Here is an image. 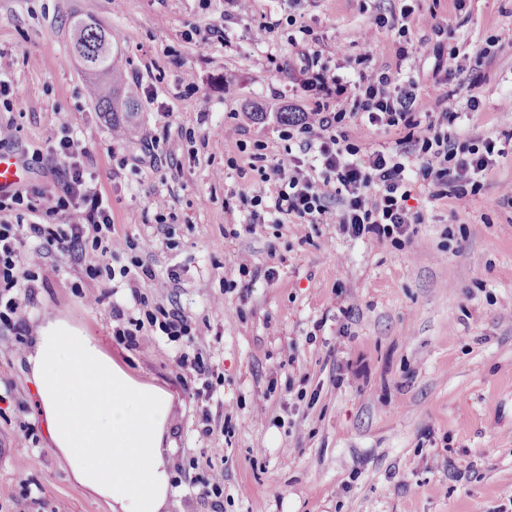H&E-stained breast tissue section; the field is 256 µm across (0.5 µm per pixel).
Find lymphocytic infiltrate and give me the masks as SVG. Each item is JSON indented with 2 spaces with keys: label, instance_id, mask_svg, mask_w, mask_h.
I'll list each match as a JSON object with an SVG mask.
<instances>
[{
  "label": "lymphocytic infiltrate",
  "instance_id": "1",
  "mask_svg": "<svg viewBox=\"0 0 512 512\" xmlns=\"http://www.w3.org/2000/svg\"><path fill=\"white\" fill-rule=\"evenodd\" d=\"M436 84L440 117L424 124L416 116L412 93L395 75L360 71L351 113L333 112L319 103L282 130L288 141L299 133L316 136V153L308 159L292 155L257 166L261 185L254 191V206L273 216L275 223L297 229L335 224L354 238L395 242L409 238L412 225L421 223L422 216L407 204L410 182L401 151L361 152L349 143L342 126L353 116L370 126L405 129L406 142L421 146L422 179L447 188L455 199H464L473 192L478 177L496 166L506 151L491 138L479 149L461 146L453 133L458 114L449 104L447 77L437 78ZM49 153L58 166L59 189L31 187L0 198V322L15 323L23 336L35 335L37 325L19 315L15 293L31 294L34 268L40 260L53 258L60 267L81 263L85 235L104 239L112 231L108 203L90 180L88 153L80 140L62 137ZM332 199L337 200V209H330ZM17 209L31 215V222H12L10 214ZM61 214L66 217L62 224L56 221Z\"/></svg>",
  "mask_w": 512,
  "mask_h": 512
}]
</instances>
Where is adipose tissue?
I'll return each instance as SVG.
<instances>
[{"label":"adipose tissue","mask_w":512,"mask_h":512,"mask_svg":"<svg viewBox=\"0 0 512 512\" xmlns=\"http://www.w3.org/2000/svg\"><path fill=\"white\" fill-rule=\"evenodd\" d=\"M26 360L50 450L72 479L111 512H158L169 487L161 443L171 395L134 382L61 320L39 327Z\"/></svg>","instance_id":"ef3b65f1"}]
</instances>
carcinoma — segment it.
<instances>
[{"mask_svg":"<svg viewBox=\"0 0 512 512\" xmlns=\"http://www.w3.org/2000/svg\"><path fill=\"white\" fill-rule=\"evenodd\" d=\"M72 49L93 74L89 94L111 128L126 137L135 133L139 94L125 81L118 55L112 47V31L92 20L78 21Z\"/></svg>","mask_w":512,"mask_h":512,"instance_id":"carcinoma-1","label":"carcinoma"}]
</instances>
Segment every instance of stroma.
Returning <instances> with one entry per match:
<instances>
[{
	"label": "stroma",
	"mask_w": 512,
	"mask_h": 512,
	"mask_svg": "<svg viewBox=\"0 0 512 512\" xmlns=\"http://www.w3.org/2000/svg\"><path fill=\"white\" fill-rule=\"evenodd\" d=\"M406 5L403 31L371 32L376 15ZM253 10L241 20L231 0H0V79L12 88L0 123L17 129L6 151L25 156V186L54 189L47 147L73 132L112 216V276L89 275L100 253L91 242L84 263L44 259L24 316L66 321L171 394L160 512H208L199 494L216 475L223 512H512V154L462 201L434 197L410 171L423 221L398 245L335 224L251 226L259 176L249 166L257 148L273 161L298 148L280 136L285 113L322 100L350 110L365 54L371 69L416 82L420 112L435 109L442 65L461 144L506 141L512 0H254ZM88 18L111 28L127 79L149 91L120 142L70 49L73 21ZM193 28L225 36L203 44ZM308 51L335 71L336 93L302 85ZM156 193L168 202L161 215ZM136 263L155 273L140 305L120 275ZM113 300L141 320L137 345L116 336ZM174 300L193 344L144 320ZM29 343L0 324V512H23L25 486L43 501L33 512H108L48 450ZM184 353L213 374L180 372ZM24 424L34 442L17 440Z\"/></svg>",
	"instance_id": "35a3bbf8"
}]
</instances>
